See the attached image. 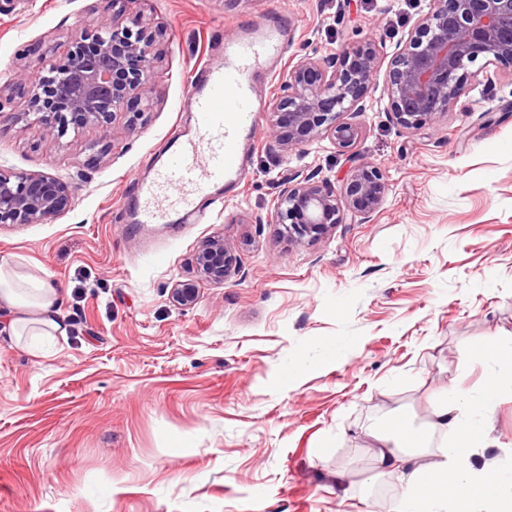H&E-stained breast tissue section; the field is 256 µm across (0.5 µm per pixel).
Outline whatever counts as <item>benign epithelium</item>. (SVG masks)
I'll return each instance as SVG.
<instances>
[{
  "mask_svg": "<svg viewBox=\"0 0 512 512\" xmlns=\"http://www.w3.org/2000/svg\"><path fill=\"white\" fill-rule=\"evenodd\" d=\"M160 34L114 21L87 29L58 56L29 51L30 60L11 85L26 98L22 112L51 140L61 141L88 125H109L152 89ZM381 45L360 42L323 57L304 56L288 65L283 93L266 123L270 142L283 151L328 139L351 148L362 127L345 120L366 111L365 99L378 70ZM495 63L512 72V0H429L388 62L387 111L406 130L439 122L465 96L471 82ZM387 183L380 168L360 162L341 189L327 178L295 175L274 207L273 223L288 242L301 245L342 223L344 215L368 219L383 203ZM74 197L67 182L44 174L0 167V227L41 224L68 213ZM235 257L222 238L204 241L195 256L199 276L222 284ZM174 302L192 306L198 288L180 281Z\"/></svg>",
  "mask_w": 512,
  "mask_h": 512,
  "instance_id": "7a95c632",
  "label": "benign epithelium"
}]
</instances>
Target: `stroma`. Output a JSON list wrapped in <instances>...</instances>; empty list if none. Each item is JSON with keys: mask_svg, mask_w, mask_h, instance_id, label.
Returning a JSON list of instances; mask_svg holds the SVG:
<instances>
[{"mask_svg": "<svg viewBox=\"0 0 512 512\" xmlns=\"http://www.w3.org/2000/svg\"><path fill=\"white\" fill-rule=\"evenodd\" d=\"M428 0H0V85L27 50L52 53L83 28L140 19L164 34L149 100L68 143L0 104V166L57 177L75 199L43 223L0 227V259L48 275L64 335L42 357L0 330V512H392L368 427L394 412L427 423L437 393L480 390L472 359L512 336V74L488 67L435 125L398 126L378 69L363 134L285 152L258 132L251 168L204 224L123 221L133 176H150L186 85L224 23L294 17L290 61L368 39L391 57ZM372 163L388 185L370 222L344 217L302 246L271 222L297 171L342 187ZM222 236L237 258L224 283L196 280L195 254ZM341 345L323 356V343ZM500 444L475 467L507 464L512 397L491 415Z\"/></svg>", "mask_w": 512, "mask_h": 512, "instance_id": "1", "label": "stroma"}]
</instances>
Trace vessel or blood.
Returning <instances> with one entry per match:
<instances>
[{
    "label": "vessel or blood",
    "mask_w": 512,
    "mask_h": 512,
    "mask_svg": "<svg viewBox=\"0 0 512 512\" xmlns=\"http://www.w3.org/2000/svg\"><path fill=\"white\" fill-rule=\"evenodd\" d=\"M289 45L287 26L262 16L225 38L220 59L199 67L185 95L194 128L176 130L165 163L150 179L134 180L136 223H176L197 200L244 180L262 111L256 79L273 72Z\"/></svg>",
    "instance_id": "b4317fda"
}]
</instances>
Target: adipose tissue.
<instances>
[{
    "label": "adipose tissue",
    "instance_id": "adipose-tissue-1",
    "mask_svg": "<svg viewBox=\"0 0 512 512\" xmlns=\"http://www.w3.org/2000/svg\"><path fill=\"white\" fill-rule=\"evenodd\" d=\"M59 296L43 277L0 262V310L10 314L11 335L61 332ZM479 358L493 369L480 393L453 389L432 408V420L418 425L405 415L389 416L368 435L383 473L395 477L401 493L393 512H512V469L471 463L479 449L492 445L488 421L505 395H512V336L486 337ZM442 435L440 460L419 463L417 449Z\"/></svg>",
    "mask_w": 512,
    "mask_h": 512
}]
</instances>
